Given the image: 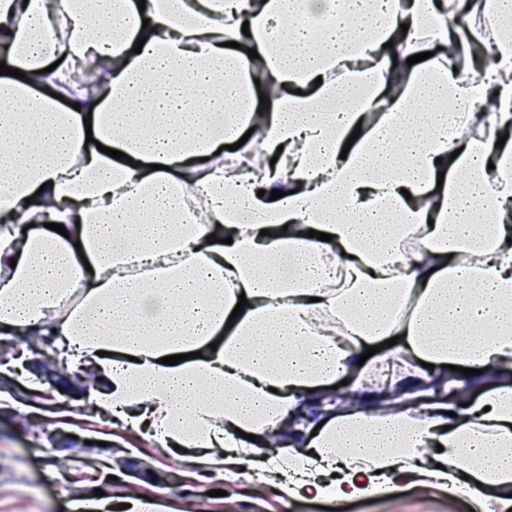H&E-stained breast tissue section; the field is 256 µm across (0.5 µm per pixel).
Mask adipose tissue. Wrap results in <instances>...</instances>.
<instances>
[{
	"label": "adipose tissue",
	"mask_w": 512,
	"mask_h": 512,
	"mask_svg": "<svg viewBox=\"0 0 512 512\" xmlns=\"http://www.w3.org/2000/svg\"><path fill=\"white\" fill-rule=\"evenodd\" d=\"M0 61L1 333L250 490L512 512V0H0Z\"/></svg>",
	"instance_id": "1"
}]
</instances>
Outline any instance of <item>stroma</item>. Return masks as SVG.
Returning <instances> with one entry per match:
<instances>
[{
	"label": "stroma",
	"mask_w": 512,
	"mask_h": 512,
	"mask_svg": "<svg viewBox=\"0 0 512 512\" xmlns=\"http://www.w3.org/2000/svg\"><path fill=\"white\" fill-rule=\"evenodd\" d=\"M9 351L0 350V512H74L76 498L105 488L112 499L129 489L148 496L160 512H327L328 500L305 493L281 502L274 491L254 499L243 481L218 475L189 482L185 464L165 456L151 441L98 417L84 400L63 393L60 380L40 379L30 388L13 366L26 341L11 337ZM118 452L125 458L121 477L101 485L94 461ZM66 469L57 482V469ZM467 500L448 504L436 493H422L398 483L382 499L348 500L337 512H470Z\"/></svg>",
	"instance_id": "35a3bbf8"
}]
</instances>
